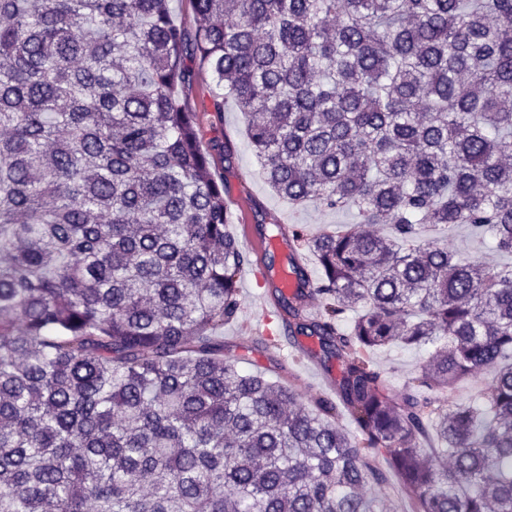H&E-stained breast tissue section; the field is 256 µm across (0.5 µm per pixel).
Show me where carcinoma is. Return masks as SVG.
I'll return each instance as SVG.
<instances>
[{
  "instance_id": "obj_1",
  "label": "carcinoma",
  "mask_w": 512,
  "mask_h": 512,
  "mask_svg": "<svg viewBox=\"0 0 512 512\" xmlns=\"http://www.w3.org/2000/svg\"><path fill=\"white\" fill-rule=\"evenodd\" d=\"M190 2L192 40L170 0H0V512H387L389 471L416 512H512V268L421 234L512 252V0ZM196 62L277 195L359 217L272 289L336 361L311 407L224 355L251 260ZM390 344L435 346L397 394ZM448 246L463 257L479 256L491 264L512 266V253L495 251L489 236L481 238L464 224L448 232ZM493 381V375L490 372H483L477 376L470 377L469 379L461 382L456 390L451 393L453 400L465 401L471 395L479 390L488 388Z\"/></svg>"
}]
</instances>
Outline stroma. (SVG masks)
<instances>
[{"label": "stroma", "mask_w": 512, "mask_h": 512, "mask_svg": "<svg viewBox=\"0 0 512 512\" xmlns=\"http://www.w3.org/2000/svg\"><path fill=\"white\" fill-rule=\"evenodd\" d=\"M214 91L215 82L209 69L196 65L194 82L186 90L184 100L188 109L196 114L200 146L207 151L217 141L231 144V159L215 158L213 168L223 176L230 196L244 200L247 205L243 213L231 210L230 232L240 234L242 226L246 225L252 236L262 237L270 234L273 225L279 224L301 228L305 234L314 236L341 232L354 223L350 210H326L312 205L295 207L277 196L261 176L242 113L229 98L224 101L223 111H215ZM448 246L463 257L478 256L491 264L512 266V253L495 251L490 238L475 235L465 225L449 231ZM238 291V315L233 322L225 324L223 330L225 352L246 356V370L265 372L269 378L292 386L304 405H313L318 397L329 393L330 375L324 369H312L310 362L285 355L283 349L258 345L253 329L264 315L263 300L272 291L270 282L253 288L242 284ZM426 355V348L396 345L375 350L371 358L387 371L390 387L397 393L414 376Z\"/></svg>", "instance_id": "35a3bbf8"}]
</instances>
